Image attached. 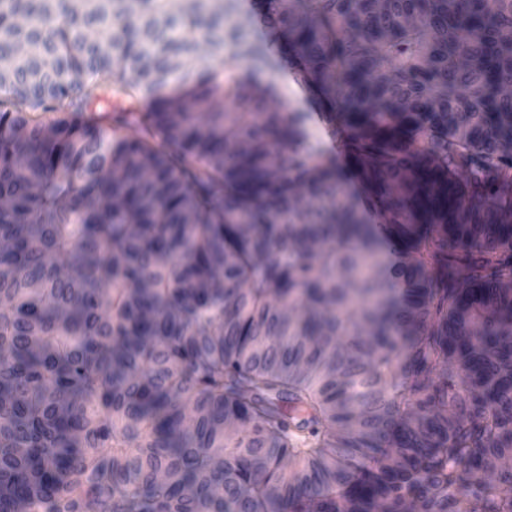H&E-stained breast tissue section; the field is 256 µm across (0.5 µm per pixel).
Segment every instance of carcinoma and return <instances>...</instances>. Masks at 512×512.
<instances>
[{
	"instance_id": "cac0c4a2",
	"label": "carcinoma",
	"mask_w": 512,
	"mask_h": 512,
	"mask_svg": "<svg viewBox=\"0 0 512 512\" xmlns=\"http://www.w3.org/2000/svg\"><path fill=\"white\" fill-rule=\"evenodd\" d=\"M237 2L0 0V512H512V0ZM286 77L287 75L282 72L272 73L271 75L272 80L279 89L276 103L273 107L278 110H282L284 107L288 109L302 108L305 111L304 113L308 116L304 124L307 139L314 144L322 146L333 154L326 130L319 124L322 121L320 115L317 114L316 116L318 123L314 120V113L318 110L310 100L311 93L309 88L305 90L292 79L289 80V78L288 83L285 82L287 84L286 86L283 84V79Z\"/></svg>"
}]
</instances>
